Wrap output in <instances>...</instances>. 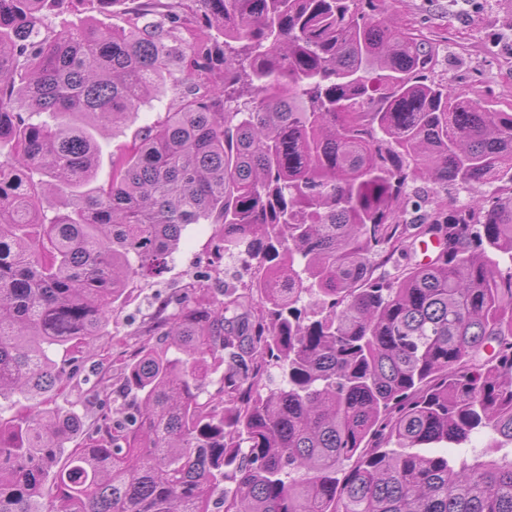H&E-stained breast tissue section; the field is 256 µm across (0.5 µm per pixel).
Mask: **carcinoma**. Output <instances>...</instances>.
<instances>
[{
  "instance_id": "carcinoma-1",
  "label": "carcinoma",
  "mask_w": 512,
  "mask_h": 512,
  "mask_svg": "<svg viewBox=\"0 0 512 512\" xmlns=\"http://www.w3.org/2000/svg\"><path fill=\"white\" fill-rule=\"evenodd\" d=\"M113 2L0 0V512H512V458L426 452L512 447V112L429 77L431 42L383 0L47 23ZM184 30L203 92L88 188L94 133L149 102ZM476 184L495 190L444 202ZM206 221L244 292L187 289L152 318L165 340L81 375L129 281ZM65 380L95 427L45 407ZM484 444L483 435H475L472 437V442L469 445H463L462 448H428V451H439L446 453L451 459L467 460L471 462L476 455H479ZM475 447V448H473Z\"/></svg>"
}]
</instances>
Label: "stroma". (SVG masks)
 Returning <instances> with one entry per match:
<instances>
[{
  "label": "stroma",
  "mask_w": 512,
  "mask_h": 512,
  "mask_svg": "<svg viewBox=\"0 0 512 512\" xmlns=\"http://www.w3.org/2000/svg\"><path fill=\"white\" fill-rule=\"evenodd\" d=\"M385 7L401 21L424 29L437 53L434 79L466 91L475 100L494 104L496 109H512V0H386ZM187 93L180 69H173L158 98L103 141L95 185L110 181L113 152L131 144L139 127L177 109ZM214 230L211 224L190 225L166 270L130 282L126 297L117 302L102 336L84 358L87 373L111 372L113 358L142 341L162 300L193 284H203L219 299L225 285L239 289L248 285L249 276L238 260L214 261L210 243Z\"/></svg>",
  "instance_id": "stroma-1"
}]
</instances>
